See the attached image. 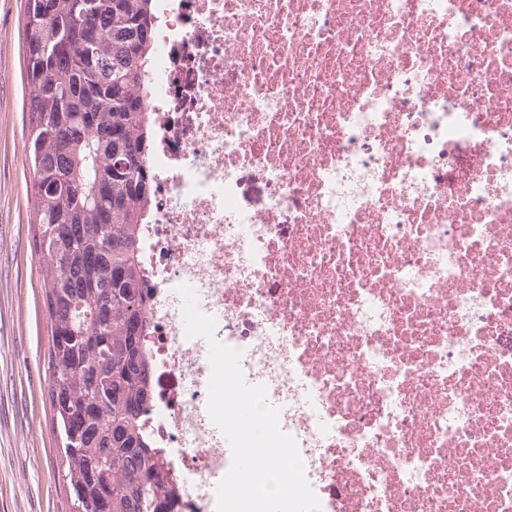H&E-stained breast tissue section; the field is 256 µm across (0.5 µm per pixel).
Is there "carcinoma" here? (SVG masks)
<instances>
[{"instance_id": "1", "label": "carcinoma", "mask_w": 512, "mask_h": 512, "mask_svg": "<svg viewBox=\"0 0 512 512\" xmlns=\"http://www.w3.org/2000/svg\"><path fill=\"white\" fill-rule=\"evenodd\" d=\"M26 0L27 42H67L44 65L27 53L32 240L51 323L48 398L70 512H168L162 450L142 417L153 399L143 346L152 326L139 255L154 193L145 108L154 0Z\"/></svg>"}]
</instances>
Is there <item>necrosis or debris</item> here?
Returning <instances> with one entry per match:
<instances>
[{
	"instance_id": "obj_1",
	"label": "necrosis or debris",
	"mask_w": 512,
	"mask_h": 512,
	"mask_svg": "<svg viewBox=\"0 0 512 512\" xmlns=\"http://www.w3.org/2000/svg\"><path fill=\"white\" fill-rule=\"evenodd\" d=\"M154 10L143 422L171 512H217L232 464L183 284L320 512H512V0Z\"/></svg>"
}]
</instances>
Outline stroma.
<instances>
[{
	"mask_svg": "<svg viewBox=\"0 0 512 512\" xmlns=\"http://www.w3.org/2000/svg\"><path fill=\"white\" fill-rule=\"evenodd\" d=\"M25 0H0V512H69L47 385L51 336L24 98Z\"/></svg>",
	"mask_w": 512,
	"mask_h": 512,
	"instance_id": "1",
	"label": "stroma"
}]
</instances>
